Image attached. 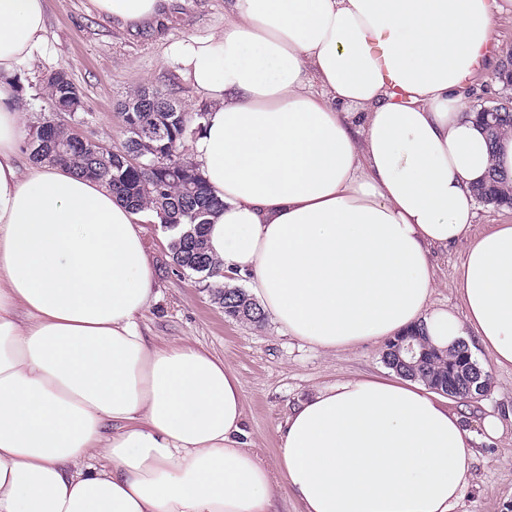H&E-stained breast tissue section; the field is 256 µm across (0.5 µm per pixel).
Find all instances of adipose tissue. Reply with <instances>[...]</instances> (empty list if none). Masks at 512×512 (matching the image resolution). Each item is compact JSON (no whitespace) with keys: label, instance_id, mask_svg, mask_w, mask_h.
<instances>
[{"label":"adipose tissue","instance_id":"obj_1","mask_svg":"<svg viewBox=\"0 0 512 512\" xmlns=\"http://www.w3.org/2000/svg\"><path fill=\"white\" fill-rule=\"evenodd\" d=\"M166 0H87L133 29ZM496 0H227L170 44L208 102L195 161L224 202L210 251L289 335L323 349L423 327L512 369V224L471 236L473 186L512 177L465 97ZM45 0H0V512H273L231 366L140 323L155 274L136 211L22 158L13 79L46 56ZM469 246L463 315L431 307L432 254ZM423 383L354 377L291 407L283 481L301 512H453L477 432Z\"/></svg>","mask_w":512,"mask_h":512}]
</instances>
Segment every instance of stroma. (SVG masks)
Masks as SVG:
<instances>
[{
  "instance_id": "35a3bbf8",
  "label": "stroma",
  "mask_w": 512,
  "mask_h": 512,
  "mask_svg": "<svg viewBox=\"0 0 512 512\" xmlns=\"http://www.w3.org/2000/svg\"><path fill=\"white\" fill-rule=\"evenodd\" d=\"M224 3L174 0L157 22L133 30L89 14L86 0H46L49 54L32 73L21 74L11 105L23 112L29 128L48 117L69 123L68 113L52 112L42 96L46 75L65 69L83 111L91 115L84 134L116 150L126 139L118 105L134 91L158 88L185 112L204 110L206 101L168 63L166 49L173 41L223 29ZM143 227L147 260L155 272L154 296L141 319L146 335L167 343L189 341L232 366L243 385L244 428L251 448L276 485L275 512H300L278 468V428L289 408L317 389L351 377L386 374L383 344L326 352L289 336L273 320L259 326L232 320L204 283L166 270V230L151 221ZM467 248L463 239L435 252L433 307L462 314L457 271ZM478 362L487 374L485 392L467 402L449 399L448 408L476 423L496 416L502 432L474 442L473 477L454 512H512V371L497 368L484 353Z\"/></svg>"
}]
</instances>
